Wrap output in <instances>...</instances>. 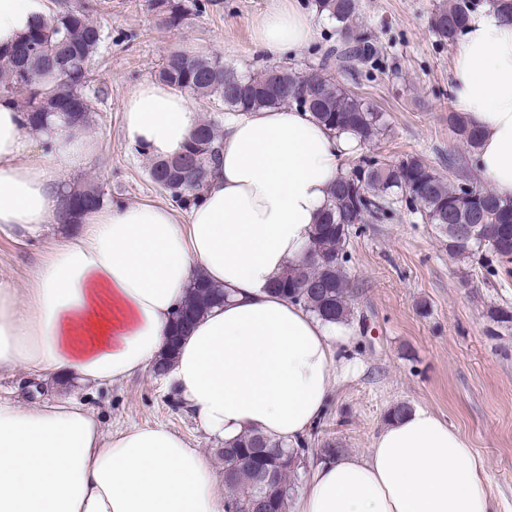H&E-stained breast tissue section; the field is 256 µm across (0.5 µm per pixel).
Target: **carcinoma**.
<instances>
[{
  "instance_id": "cac0c4a2",
  "label": "carcinoma",
  "mask_w": 512,
  "mask_h": 512,
  "mask_svg": "<svg viewBox=\"0 0 512 512\" xmlns=\"http://www.w3.org/2000/svg\"><path fill=\"white\" fill-rule=\"evenodd\" d=\"M149 5L167 27H178L206 9L202 0H149ZM314 5L318 13L337 23L344 39L343 46L331 49L326 59L354 71L360 69L370 78L376 72L384 73L377 47L355 29L357 0H314ZM475 6V0H448L447 5L438 6L431 24L439 41L454 42ZM93 13L92 4L78 0L53 16H41L22 34L18 45L0 49V99L16 103L24 116V129L45 133L59 112L76 124H90L95 100L104 94L102 89L89 92L88 85L90 65L105 42L104 30ZM19 45L32 46V54H18ZM157 78L176 91L218 101L230 112L298 107L334 132L354 133L362 146L381 140L388 130L382 113L353 90L331 84L320 68L302 72L271 68L256 76L246 75L224 65L218 55L179 49L166 57ZM448 124L467 148H477L476 128L453 112L448 114ZM223 137L218 121L199 122L181 152L150 159L149 180L179 209H190L218 171ZM73 192L96 198L99 206L107 200L103 188L91 181L74 187ZM401 206L435 225L445 237L449 255L477 259L491 275L500 271L512 275V203L474 185L465 171L451 182L418 156L392 162L361 155L349 172L340 174L330 191L328 208L309 247L315 260L287 267L277 277L274 291L326 322L346 323L351 316L346 248L352 228L383 221ZM450 224L472 226L473 236L467 241L454 238L448 233ZM224 298L223 288L197 277L189 286L182 310L193 322L224 304ZM299 451L305 449H290L284 442L253 431L224 443L225 512H255L258 497L267 502V512H286L299 473L290 460ZM257 452L266 453L276 469L275 478L268 483L248 464Z\"/></svg>"
}]
</instances>
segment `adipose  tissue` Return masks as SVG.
<instances>
[{"mask_svg":"<svg viewBox=\"0 0 512 512\" xmlns=\"http://www.w3.org/2000/svg\"><path fill=\"white\" fill-rule=\"evenodd\" d=\"M41 0H0V45L13 44ZM269 58L313 39L309 16L280 0L254 30ZM457 112L480 132L476 167L512 201V23L476 13L454 56ZM197 115L192 99L159 82L127 97L131 144L177 154ZM359 147L296 107L224 120L223 160L186 217L162 203H112L83 214L77 234L54 237L64 217L61 175L85 166L95 144L66 126L25 134L0 100V233L49 239L28 287L0 280V376L109 386L144 373L166 348L173 316L196 275L226 293L186 331L169 372L202 429L231 440L258 431L305 443L338 380L345 330L271 292L304 261L342 164ZM487 467L468 439L426 409L391 420L366 453L315 464L294 512H497ZM0 512H224L215 468L164 425L104 430L71 396L27 406L0 398Z\"/></svg>","mask_w":512,"mask_h":512,"instance_id":"obj_1","label":"adipose tissue"}]
</instances>
